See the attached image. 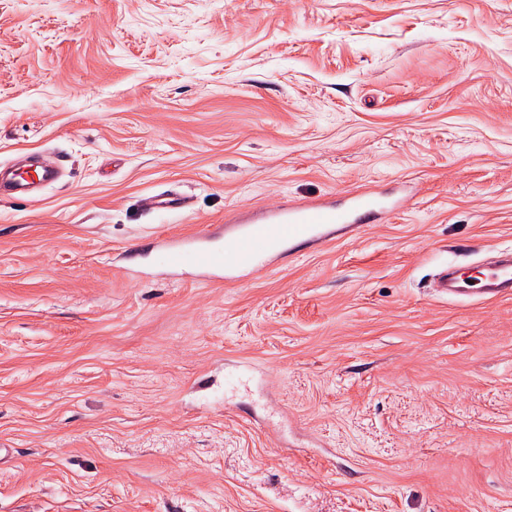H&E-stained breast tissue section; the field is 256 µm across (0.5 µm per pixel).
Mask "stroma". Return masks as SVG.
<instances>
[{
    "instance_id": "35a3bbf8",
    "label": "stroma",
    "mask_w": 512,
    "mask_h": 512,
    "mask_svg": "<svg viewBox=\"0 0 512 512\" xmlns=\"http://www.w3.org/2000/svg\"><path fill=\"white\" fill-rule=\"evenodd\" d=\"M0 512H512V0H0ZM405 184L237 283L168 237ZM176 193V212L146 198ZM61 167L59 165L55 167H45L40 172L29 175H19L15 184L9 188L3 189L2 181L0 179V198H12L16 199L20 196L25 195L29 190L30 186L35 181H43L45 183H53L59 178V172ZM487 273L483 278L476 279L478 283H466L465 286L457 285L456 278H448V270L442 271L438 280V288L446 295L473 296L483 299L492 298L503 293H512V253L501 256V261L491 264L486 268ZM476 285H479L476 287Z\"/></svg>"
}]
</instances>
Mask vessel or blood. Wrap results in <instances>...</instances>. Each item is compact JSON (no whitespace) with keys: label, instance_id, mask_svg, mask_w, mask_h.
<instances>
[{"label":"vessel or blood","instance_id":"b4317fda","mask_svg":"<svg viewBox=\"0 0 512 512\" xmlns=\"http://www.w3.org/2000/svg\"><path fill=\"white\" fill-rule=\"evenodd\" d=\"M59 167H46L34 175L19 176L15 184L0 188V198L25 195L38 181L55 182ZM394 209L388 196L365 190L348 196L346 203L292 202L279 211L250 221H234L224 227L223 245H206L197 235L163 241L155 254L159 266L172 271L194 270L206 276L242 278L259 263L272 260L302 242L327 243L343 230L358 224L383 221ZM442 293L459 297L477 295L488 299L512 293V253L489 265L478 283L458 285L456 278L440 274Z\"/></svg>","mask_w":512,"mask_h":512}]
</instances>
